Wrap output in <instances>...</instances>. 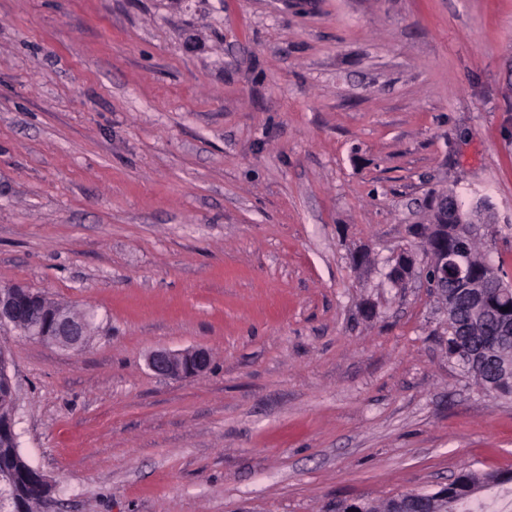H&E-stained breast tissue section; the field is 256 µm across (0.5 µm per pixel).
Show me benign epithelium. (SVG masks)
<instances>
[{
  "instance_id": "obj_1",
  "label": "benign epithelium",
  "mask_w": 512,
  "mask_h": 512,
  "mask_svg": "<svg viewBox=\"0 0 512 512\" xmlns=\"http://www.w3.org/2000/svg\"><path fill=\"white\" fill-rule=\"evenodd\" d=\"M433 204L443 222L457 225L459 234H474L475 227L468 224L462 210L454 204H448V194H434ZM439 258L434 279H446L448 274H453L456 286L469 296L473 318L482 321L493 315L498 320L503 335L511 336L512 308L505 312L493 305L487 289L494 288L496 294L512 297V285L490 278L482 282L475 280L470 268L454 262L446 251L441 252ZM0 327H12L32 339L68 349L82 348L88 334L86 323L73 318L63 308L48 317L45 316L38 295L23 285L0 286ZM510 348L512 347L504 343L480 347L474 355L476 359L490 363L494 372L512 374V355H504V351ZM147 362L150 370L160 377H192L203 374L210 368L211 354L201 347L176 351L156 350L149 354Z\"/></svg>"
}]
</instances>
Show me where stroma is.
Masks as SVG:
<instances>
[{
  "mask_svg": "<svg viewBox=\"0 0 512 512\" xmlns=\"http://www.w3.org/2000/svg\"><path fill=\"white\" fill-rule=\"evenodd\" d=\"M512 278V0H0V332L38 512H331L512 470V398L386 274L430 192ZM210 369L162 378L157 349ZM37 293L42 296V307ZM37 293L23 285L0 286V327H12L31 339L68 349L82 348L88 334L86 323L63 308L45 317L44 310L52 313L62 305ZM147 362L150 370L160 377H192L210 368L211 354L201 347L176 351L156 350L149 354Z\"/></svg>",
  "mask_w": 512,
  "mask_h": 512,
  "instance_id": "obj_1",
  "label": "stroma"
}]
</instances>
